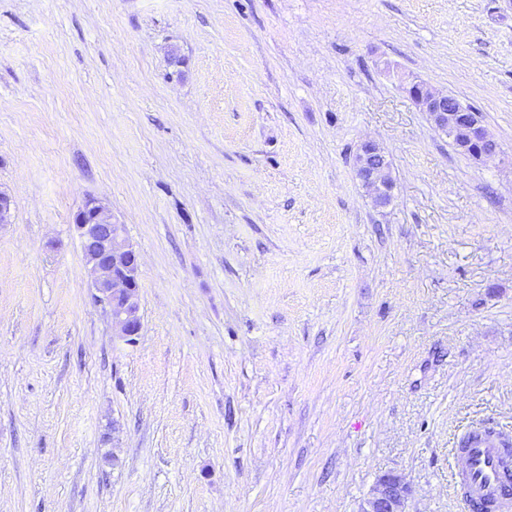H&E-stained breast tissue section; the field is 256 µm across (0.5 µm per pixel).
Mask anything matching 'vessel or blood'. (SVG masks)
<instances>
[{
	"instance_id": "1",
	"label": "vessel or blood",
	"mask_w": 512,
	"mask_h": 512,
	"mask_svg": "<svg viewBox=\"0 0 512 512\" xmlns=\"http://www.w3.org/2000/svg\"><path fill=\"white\" fill-rule=\"evenodd\" d=\"M451 481L470 512H512V436L473 427L457 450Z\"/></svg>"
}]
</instances>
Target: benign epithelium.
<instances>
[{
    "label": "benign epithelium",
    "instance_id": "1",
    "mask_svg": "<svg viewBox=\"0 0 512 512\" xmlns=\"http://www.w3.org/2000/svg\"><path fill=\"white\" fill-rule=\"evenodd\" d=\"M401 89L420 110L430 115L437 127L448 133L459 150L474 154L479 161L500 154L498 146L490 151L484 149L485 126L469 112L455 107L448 95L432 90L421 81H404ZM357 153L356 179L374 190L375 206L389 205L393 184L385 176L384 151L377 143L365 141L358 146ZM74 227L86 264L94 275L96 301L109 309L118 335L133 341L142 328L137 288L139 256L126 236L125 225L108 207L89 199L76 213ZM409 493L410 486L404 476L385 473L360 502L358 512H406Z\"/></svg>",
    "mask_w": 512,
    "mask_h": 512
}]
</instances>
